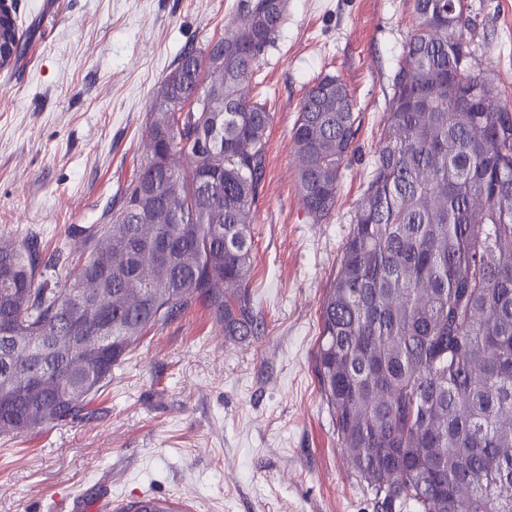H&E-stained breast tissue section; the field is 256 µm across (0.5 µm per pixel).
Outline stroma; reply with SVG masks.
<instances>
[{
    "label": "stroma",
    "mask_w": 512,
    "mask_h": 512,
    "mask_svg": "<svg viewBox=\"0 0 512 512\" xmlns=\"http://www.w3.org/2000/svg\"><path fill=\"white\" fill-rule=\"evenodd\" d=\"M474 69L512 109V0H465ZM24 49L0 70V244L36 235L78 257L145 158L155 96L184 46L223 36L236 0H13ZM413 0H288L253 95L273 114L253 205L259 339L203 306L151 329L85 419L0 442V512H119L150 495L180 512H375L315 374L319 307L376 159ZM333 73L359 114L336 210L301 206L291 133Z\"/></svg>",
    "instance_id": "1"
}]
</instances>
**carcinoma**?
I'll return each instance as SVG.
<instances>
[{"mask_svg":"<svg viewBox=\"0 0 512 512\" xmlns=\"http://www.w3.org/2000/svg\"><path fill=\"white\" fill-rule=\"evenodd\" d=\"M375 167L320 305L315 372L377 512H512V111L472 68L464 0H414ZM287 0H237L224 36L181 51L146 126L147 157L60 288L37 238L0 246V435L83 417L158 325L206 306L232 338L264 321L249 294L267 104L250 93ZM22 36L0 16V69ZM325 74L292 129L315 224L336 207L359 128ZM187 158L184 170L176 165ZM119 512H178L143 497Z\"/></svg>","mask_w":512,"mask_h":512,"instance_id":"carcinoma-1","label":"carcinoma"}]
</instances>
